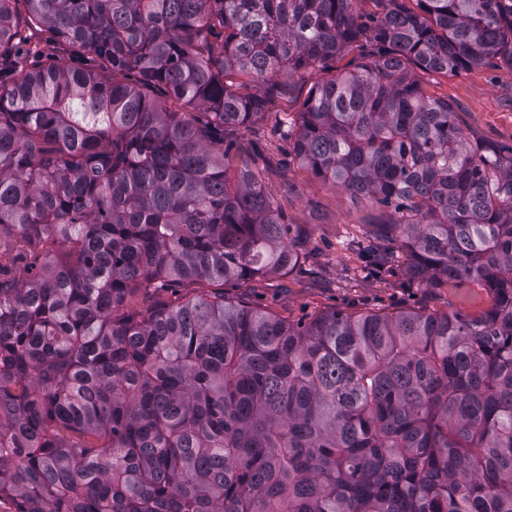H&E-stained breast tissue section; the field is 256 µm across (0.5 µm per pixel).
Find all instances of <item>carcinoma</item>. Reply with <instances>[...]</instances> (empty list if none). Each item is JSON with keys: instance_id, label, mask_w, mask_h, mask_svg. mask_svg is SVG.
<instances>
[{"instance_id": "cac0c4a2", "label": "carcinoma", "mask_w": 512, "mask_h": 512, "mask_svg": "<svg viewBox=\"0 0 512 512\" xmlns=\"http://www.w3.org/2000/svg\"><path fill=\"white\" fill-rule=\"evenodd\" d=\"M357 2L0 0V234L43 254L0 280L16 512H512V144L468 140L414 73L512 67V0ZM41 28L97 67L29 68ZM307 67L325 76L291 153L387 209L372 262L397 244L412 278L477 280L494 305L292 325L217 293L126 313L150 284L300 265L225 130Z\"/></svg>"}]
</instances>
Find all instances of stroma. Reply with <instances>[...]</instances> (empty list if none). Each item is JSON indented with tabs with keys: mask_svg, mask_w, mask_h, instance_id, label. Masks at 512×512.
<instances>
[{
	"mask_svg": "<svg viewBox=\"0 0 512 512\" xmlns=\"http://www.w3.org/2000/svg\"><path fill=\"white\" fill-rule=\"evenodd\" d=\"M308 68L279 77L280 88L264 117L234 137L240 151L256 159L262 184L274 197L286 223L304 229L309 257L289 275L256 277L225 284L180 282L137 291L127 311L146 314L158 306L223 293L226 300L244 302L290 323H306L320 314L339 311L366 314L390 311H460L475 316L493 303L479 283L425 287L406 272L404 252H396L393 271L379 277L369 273L357 245L371 239L370 226L380 208L357 202L340 188L314 178L288 157L286 126H297L310 87L319 79ZM426 94L448 101L464 134L472 140L512 143V67L493 62L456 74L417 72Z\"/></svg>",
	"mask_w": 512,
	"mask_h": 512,
	"instance_id": "35a3bbf8",
	"label": "stroma"
}]
</instances>
